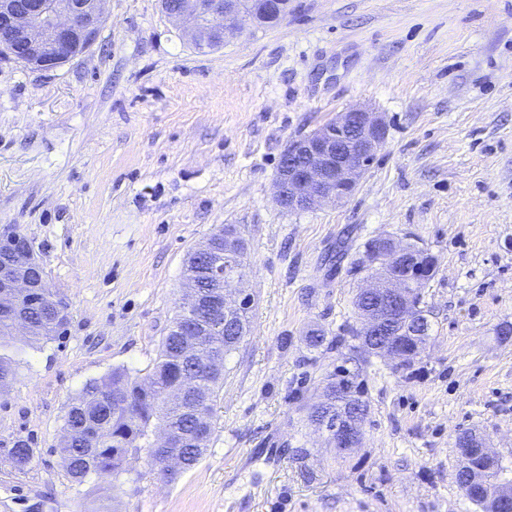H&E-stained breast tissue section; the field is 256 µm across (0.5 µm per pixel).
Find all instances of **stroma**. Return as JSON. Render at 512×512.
I'll use <instances>...</instances> for the list:
<instances>
[{"mask_svg": "<svg viewBox=\"0 0 512 512\" xmlns=\"http://www.w3.org/2000/svg\"><path fill=\"white\" fill-rule=\"evenodd\" d=\"M85 55L52 70L0 57V225L32 244L69 308L13 342L0 390V512H480L455 479L475 432L512 479V0H288L271 27L195 49L160 0H105ZM388 137L344 203L275 200L288 144L348 107ZM246 243L249 331L224 360L200 463L166 482L132 462L75 482L65 416L112 369L153 367L187 253L219 227ZM438 259L412 365L364 352L367 241ZM325 341L306 344L311 330ZM360 383L359 448L308 420L332 373ZM27 441L15 472L4 452ZM32 325H33V341H40L49 339L54 333H57L48 317L46 309L38 306L34 307L31 312ZM11 467L18 473H25L33 461V450L25 441L19 440L7 451Z\"/></svg>", "mask_w": 512, "mask_h": 512, "instance_id": "obj_1", "label": "stroma"}]
</instances>
